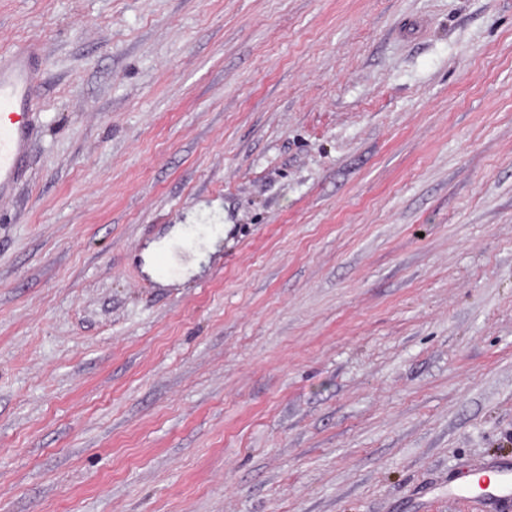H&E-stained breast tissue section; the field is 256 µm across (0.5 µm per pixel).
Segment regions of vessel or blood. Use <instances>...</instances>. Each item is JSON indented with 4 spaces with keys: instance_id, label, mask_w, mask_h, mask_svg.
Here are the masks:
<instances>
[{
    "instance_id": "b4317fda",
    "label": "vessel or blood",
    "mask_w": 512,
    "mask_h": 512,
    "mask_svg": "<svg viewBox=\"0 0 512 512\" xmlns=\"http://www.w3.org/2000/svg\"><path fill=\"white\" fill-rule=\"evenodd\" d=\"M39 53L29 45L0 55V204L11 200L26 176L29 150L38 109ZM496 474L486 493L471 492L473 480L464 474L451 489L453 497L467 501L472 512L512 501V466L490 463Z\"/></svg>"
}]
</instances>
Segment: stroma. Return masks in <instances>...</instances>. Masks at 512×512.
Listing matches in <instances>:
<instances>
[{
	"mask_svg": "<svg viewBox=\"0 0 512 512\" xmlns=\"http://www.w3.org/2000/svg\"><path fill=\"white\" fill-rule=\"evenodd\" d=\"M33 41L0 512H469L512 462V0H0ZM480 469L494 472L497 476V480L493 484H489L486 493L482 495L471 493L472 474L467 472L459 477L457 484L448 491V494L467 501L472 512H483L494 505L510 503L512 501V467L507 463L487 462Z\"/></svg>",
	"mask_w": 512,
	"mask_h": 512,
	"instance_id": "35a3bbf8",
	"label": "stroma"
}]
</instances>
